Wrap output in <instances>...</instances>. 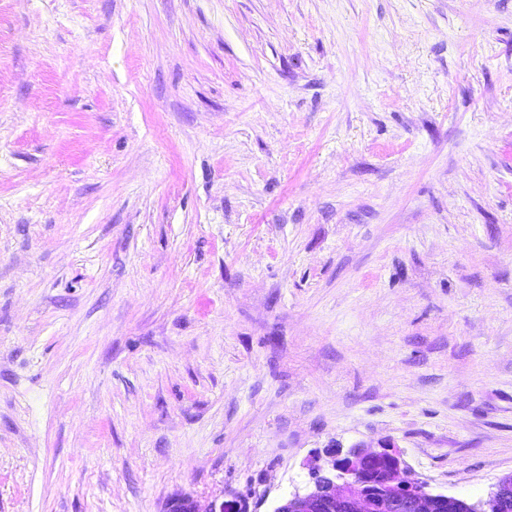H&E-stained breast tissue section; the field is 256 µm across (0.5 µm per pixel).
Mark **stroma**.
<instances>
[{
  "label": "stroma",
  "instance_id": "1",
  "mask_svg": "<svg viewBox=\"0 0 512 512\" xmlns=\"http://www.w3.org/2000/svg\"><path fill=\"white\" fill-rule=\"evenodd\" d=\"M388 441L512 473V0H0V512Z\"/></svg>",
  "mask_w": 512,
  "mask_h": 512
}]
</instances>
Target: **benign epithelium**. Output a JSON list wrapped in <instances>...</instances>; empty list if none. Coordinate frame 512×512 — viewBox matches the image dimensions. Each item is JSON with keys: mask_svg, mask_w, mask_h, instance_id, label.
<instances>
[{"mask_svg": "<svg viewBox=\"0 0 512 512\" xmlns=\"http://www.w3.org/2000/svg\"><path fill=\"white\" fill-rule=\"evenodd\" d=\"M326 454L328 467L313 469L306 490L280 498L271 512H444L455 501L464 512H487L485 506L512 499V474L476 505L433 493L416 478L393 444L330 448ZM168 512L200 510L193 498L181 496L170 501Z\"/></svg>", "mask_w": 512, "mask_h": 512, "instance_id": "1", "label": "benign epithelium"}]
</instances>
